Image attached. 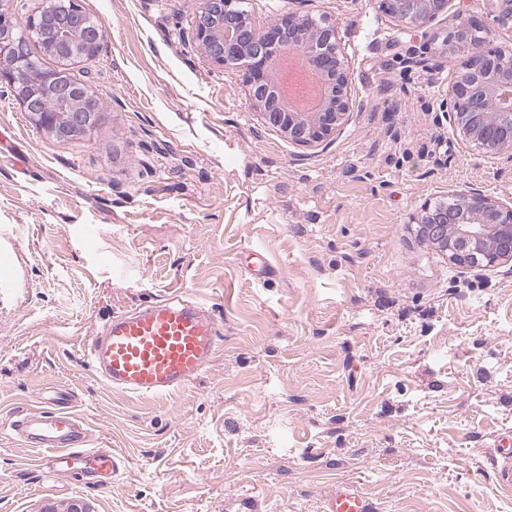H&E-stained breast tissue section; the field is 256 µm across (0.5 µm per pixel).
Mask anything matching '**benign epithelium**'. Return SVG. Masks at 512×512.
Returning <instances> with one entry per match:
<instances>
[{"label":"benign epithelium","instance_id":"7a95c632","mask_svg":"<svg viewBox=\"0 0 512 512\" xmlns=\"http://www.w3.org/2000/svg\"><path fill=\"white\" fill-rule=\"evenodd\" d=\"M239 0H201L195 31L205 56L229 67L242 62L244 86L251 107L264 123L279 129L288 141L315 146L331 139L351 111L349 77L336 24L323 17L286 16L259 30L238 9ZM394 16L419 32L448 12V0H394ZM496 22H512V0H492ZM28 32L44 29L53 36V49L77 59L100 42L102 28L90 22L80 0H69L64 12L44 10L30 16ZM15 17L0 8V80L15 88L17 100L38 128L58 139L85 134L95 124L96 96L73 78L50 76V91L22 92V70L16 59L25 54L27 35H13ZM474 26L465 20L448 34V44H465L472 60L449 89L446 111L463 139L479 151L491 146L512 149V107L496 102L512 92V51L490 49L471 38ZM289 45L306 53L322 76L326 94L314 112H295L281 98L267 61ZM421 237L440 248L457 265L491 268L512 261V203L506 204L470 190L454 196L452 205L426 202L421 209Z\"/></svg>","mask_w":512,"mask_h":512}]
</instances>
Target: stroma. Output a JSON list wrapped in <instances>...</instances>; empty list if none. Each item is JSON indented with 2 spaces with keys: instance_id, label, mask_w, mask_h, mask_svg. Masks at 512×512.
Returning a JSON list of instances; mask_svg holds the SVG:
<instances>
[{
  "instance_id": "35a3bbf8",
  "label": "stroma",
  "mask_w": 512,
  "mask_h": 512,
  "mask_svg": "<svg viewBox=\"0 0 512 512\" xmlns=\"http://www.w3.org/2000/svg\"><path fill=\"white\" fill-rule=\"evenodd\" d=\"M105 37L69 64L103 108L88 135L38 129L0 82V234L24 281L0 288V421L46 398L126 462L53 477L0 431V512H321L352 483L377 512H512V262H450L423 203L512 201V150H474L442 110L471 16L449 0L411 32L380 0H245L257 28L335 21L352 108L313 148L262 124L239 69L200 50V0H81ZM174 295L223 327L172 395L110 390L85 350L112 315Z\"/></svg>"
}]
</instances>
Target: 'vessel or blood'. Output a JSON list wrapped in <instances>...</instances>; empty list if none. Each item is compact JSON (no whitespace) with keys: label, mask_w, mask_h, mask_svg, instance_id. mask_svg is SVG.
<instances>
[{"label":"vessel or blood","mask_w":512,"mask_h":512,"mask_svg":"<svg viewBox=\"0 0 512 512\" xmlns=\"http://www.w3.org/2000/svg\"><path fill=\"white\" fill-rule=\"evenodd\" d=\"M220 324L187 297H173L114 315L91 341L87 357L111 389L141 397L174 394L195 381L214 358ZM11 431L38 449L55 475L101 471L117 475L122 460L108 446H88L79 417L52 401L13 418ZM323 512H374L351 488L337 490Z\"/></svg>","instance_id":"b4317fda"}]
</instances>
